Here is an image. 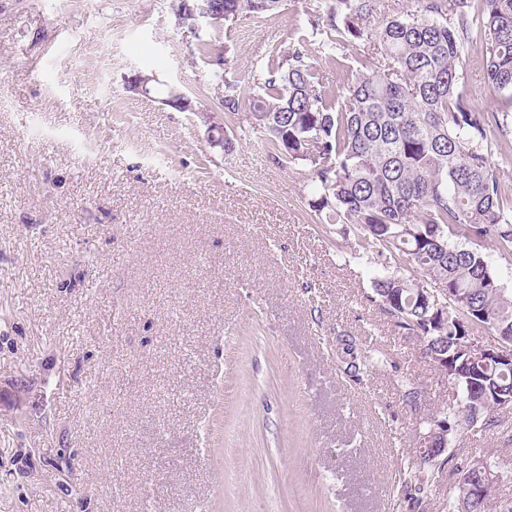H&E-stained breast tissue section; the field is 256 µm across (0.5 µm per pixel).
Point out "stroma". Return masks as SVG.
Instances as JSON below:
<instances>
[{
  "mask_svg": "<svg viewBox=\"0 0 512 512\" xmlns=\"http://www.w3.org/2000/svg\"><path fill=\"white\" fill-rule=\"evenodd\" d=\"M330 0L220 31L170 0H0V512H403L415 426L455 397L370 297L380 261L352 225L311 210V175L277 165L198 46L219 36L243 92ZM322 66L376 63L362 43ZM471 45L472 106L497 112ZM155 72L180 112L127 92ZM245 128L231 153L209 121ZM422 387L355 380L331 348L365 330ZM448 454L502 479L512 432L451 436Z\"/></svg>",
  "mask_w": 512,
  "mask_h": 512,
  "instance_id": "stroma-1",
  "label": "stroma"
}]
</instances>
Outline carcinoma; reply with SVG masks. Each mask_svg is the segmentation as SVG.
Listing matches in <instances>:
<instances>
[{
  "label": "carcinoma",
  "mask_w": 512,
  "mask_h": 512,
  "mask_svg": "<svg viewBox=\"0 0 512 512\" xmlns=\"http://www.w3.org/2000/svg\"><path fill=\"white\" fill-rule=\"evenodd\" d=\"M223 2L224 22L234 23L276 14L283 0ZM380 3L336 0L326 20L312 25L325 62H336V53L356 41L384 61L351 71L344 95L325 90L302 38L251 76L252 93L224 79L222 107L265 131L276 163L309 168L313 211L355 225L359 249L384 260L385 272L373 281L374 302L421 356L430 350L444 356L445 337L466 329L448 309V297L421 305L417 289L424 284L405 277V268L461 289L475 332L512 336V289L499 283L481 250L487 240L512 250V188L489 161L493 147L512 152V0H481L478 9L471 0H414L413 9L373 23ZM473 42L485 48L484 83L505 103L501 119L469 103L463 59ZM335 352L353 377L390 367L402 401L418 407L421 387L377 354L370 338L338 336ZM434 365L448 375L457 400L423 418L418 437L441 419L465 430L478 416L490 427L496 425L491 413L512 410V400L468 391L448 363ZM482 373L490 385L512 392V369L489 366ZM446 465L434 468L415 451L401 473L412 512H421Z\"/></svg>",
  "instance_id": "1"
}]
</instances>
